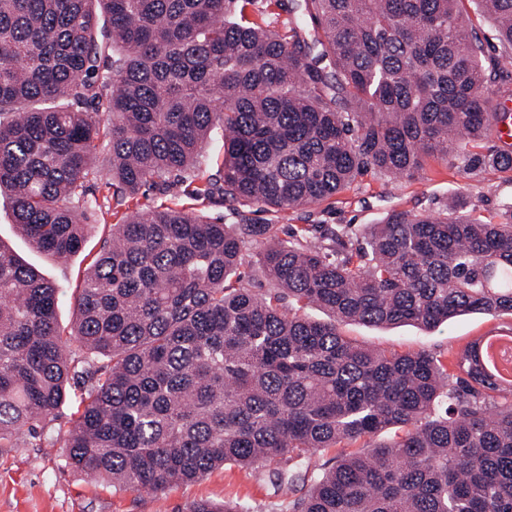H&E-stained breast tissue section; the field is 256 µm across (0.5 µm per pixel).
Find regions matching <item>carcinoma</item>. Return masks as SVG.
<instances>
[{
	"label": "carcinoma",
	"mask_w": 512,
	"mask_h": 512,
	"mask_svg": "<svg viewBox=\"0 0 512 512\" xmlns=\"http://www.w3.org/2000/svg\"><path fill=\"white\" fill-rule=\"evenodd\" d=\"M251 2L0 0V195L35 249L83 250L90 174L122 201L192 171L215 130L224 159L191 194L283 220L369 171L512 172L511 150L478 151L494 112L463 0H298L286 36ZM477 5L512 47V0ZM273 229L132 214L87 268L69 338L59 285L0 244V446H55L67 408L69 464L116 490L159 495L236 465L268 468L280 495L190 512H512V387L478 341L447 364L339 330L512 314V203L496 222L457 201L394 211L326 243ZM256 238L263 293L240 272ZM339 445L351 452L311 465Z\"/></svg>",
	"instance_id": "cac0c4a2"
}]
</instances>
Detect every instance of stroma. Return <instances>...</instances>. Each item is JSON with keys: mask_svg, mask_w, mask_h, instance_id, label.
Masks as SVG:
<instances>
[{"mask_svg": "<svg viewBox=\"0 0 512 512\" xmlns=\"http://www.w3.org/2000/svg\"><path fill=\"white\" fill-rule=\"evenodd\" d=\"M470 21L485 47L484 68L496 75L489 85L490 96L502 109L512 111V48L499 42L487 17L474 14ZM85 186L80 209L89 226L88 237L82 252L65 263L30 249L16 234L8 201L0 199V241L61 286L57 319L65 336L70 335L73 326L76 290L102 239L110 236L113 225L137 210L162 205L227 224L239 223L246 215L254 223L275 225L278 236L284 238L301 228L316 235L331 227L360 230L381 223L390 212L438 210L451 199L465 200L469 208L492 220L504 204L512 202V172L504 174L488 168L470 174L436 161L414 176L391 178L366 173L335 198L299 207L284 221L275 213L252 206H229L196 198L185 181L145 187L137 196L120 202L113 199L111 184L101 177L89 176ZM502 326L512 327L511 315L471 314L432 330L415 325L348 323L342 325L341 332L357 344L397 352L424 349L448 360L466 342ZM273 499L274 490L266 479L246 476L233 466L214 469L199 481L171 487L156 496L117 491L104 481L89 478L67 464L65 451L59 447H0V512H189L202 500L251 504Z\"/></svg>", "mask_w": 512, "mask_h": 512, "instance_id": "stroma-1", "label": "stroma"}]
</instances>
